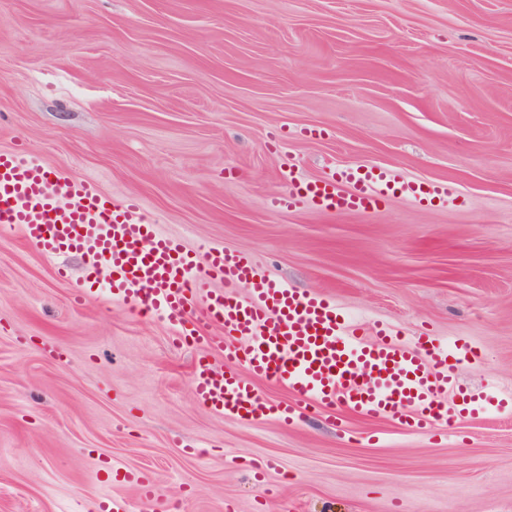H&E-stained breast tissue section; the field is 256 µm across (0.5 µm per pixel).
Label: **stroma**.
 <instances>
[{
	"mask_svg": "<svg viewBox=\"0 0 512 512\" xmlns=\"http://www.w3.org/2000/svg\"><path fill=\"white\" fill-rule=\"evenodd\" d=\"M12 150L361 321L467 338L459 389L512 388V0H0ZM373 165L462 198L274 204L287 167ZM85 281L80 256L0 235V512H512V415L444 443L244 423L196 399L199 346L103 295L106 272L75 303ZM144 469L157 500L112 479Z\"/></svg>",
	"mask_w": 512,
	"mask_h": 512,
	"instance_id": "35a3bbf8",
	"label": "stroma"
}]
</instances>
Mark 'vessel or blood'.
Segmentation results:
<instances>
[{"mask_svg":"<svg viewBox=\"0 0 512 512\" xmlns=\"http://www.w3.org/2000/svg\"><path fill=\"white\" fill-rule=\"evenodd\" d=\"M282 180L281 204L302 200L328 213L373 214L392 196L419 203L452 196L447 184L406 181L378 166L308 182L290 168ZM16 226L48 254L77 253L92 270H106L113 300L162 315L178 342L198 343L211 325L223 329L217 348L229 369L216 371L204 357L192 367L196 396L214 413L286 421L344 410L431 434L448 433L459 418L446 395L457 385L456 365L477 358L469 342L407 340L384 325L367 341L362 324L335 303L267 276L249 257L188 250L138 206L102 196L92 179L69 180L33 157L0 154V230ZM206 280L221 289L202 292ZM258 378L286 388L293 402L263 401Z\"/></svg>","mask_w":512,"mask_h":512,"instance_id":"vessel-or-blood-1","label":"vessel or blood"}]
</instances>
